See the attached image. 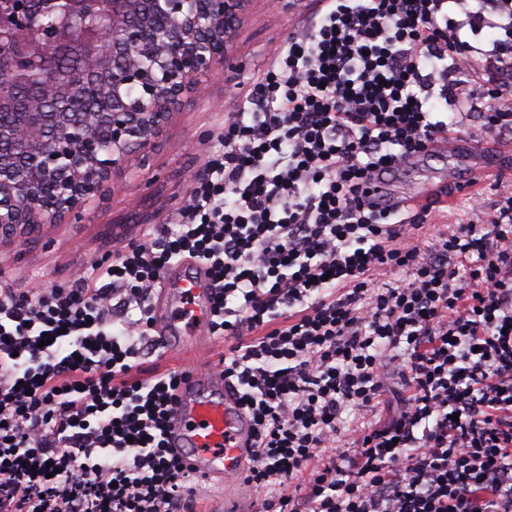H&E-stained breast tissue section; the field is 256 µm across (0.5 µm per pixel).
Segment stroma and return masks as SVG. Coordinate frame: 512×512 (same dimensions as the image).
<instances>
[{
	"mask_svg": "<svg viewBox=\"0 0 512 512\" xmlns=\"http://www.w3.org/2000/svg\"><path fill=\"white\" fill-rule=\"evenodd\" d=\"M320 0H288L272 6L253 0L239 29L231 63L204 82L201 95H188L153 145L133 152L114 186L74 212L63 224H44L33 235L0 243V289L71 285L93 262L111 260L112 251L142 241L148 224L174 223L194 181L224 150V113L229 99L248 89L283 49L289 35L320 9ZM512 133L493 136L481 160L455 154L407 167L392 183L400 197H412L424 181L444 185L445 168L468 179L478 162L491 163Z\"/></svg>",
	"mask_w": 512,
	"mask_h": 512,
	"instance_id": "stroma-1",
	"label": "stroma"
}]
</instances>
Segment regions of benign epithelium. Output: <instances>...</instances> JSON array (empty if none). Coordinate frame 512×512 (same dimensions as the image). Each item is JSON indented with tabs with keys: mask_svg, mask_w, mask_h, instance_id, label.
Masks as SVG:
<instances>
[{
	"mask_svg": "<svg viewBox=\"0 0 512 512\" xmlns=\"http://www.w3.org/2000/svg\"><path fill=\"white\" fill-rule=\"evenodd\" d=\"M251 0H0V236L62 224L229 62ZM100 7L112 28L72 19ZM38 16L55 18L36 32ZM38 63L51 94L26 77ZM135 88L132 103L128 90Z\"/></svg>",
	"mask_w": 512,
	"mask_h": 512,
	"instance_id": "benign-epithelium-1",
	"label": "benign epithelium"
}]
</instances>
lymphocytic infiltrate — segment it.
<instances>
[{"label":"lymphocytic infiltrate","mask_w":512,"mask_h":512,"mask_svg":"<svg viewBox=\"0 0 512 512\" xmlns=\"http://www.w3.org/2000/svg\"><path fill=\"white\" fill-rule=\"evenodd\" d=\"M494 68L512 0H325L225 113L178 227L73 287L0 291V512H189L200 480L166 445L183 373L143 369L188 258L258 512H512V195L435 235L368 188L457 134L460 87Z\"/></svg>","instance_id":"1"}]
</instances>
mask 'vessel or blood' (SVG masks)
I'll return each instance as SVG.
<instances>
[{
    "label": "vessel or blood",
    "mask_w": 512,
    "mask_h": 512,
    "mask_svg": "<svg viewBox=\"0 0 512 512\" xmlns=\"http://www.w3.org/2000/svg\"><path fill=\"white\" fill-rule=\"evenodd\" d=\"M160 292L164 300L156 307V330L165 349L178 353L209 344L211 290L206 277L166 275ZM237 399L221 366L186 372L166 436L198 476L223 482L224 499L210 512H253L246 462L251 423Z\"/></svg>",
    "instance_id": "obj_1"
}]
</instances>
